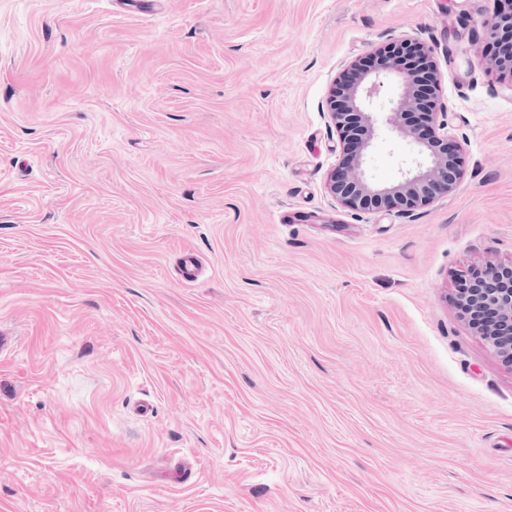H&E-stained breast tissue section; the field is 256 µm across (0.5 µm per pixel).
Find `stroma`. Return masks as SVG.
Listing matches in <instances>:
<instances>
[{
  "label": "stroma",
  "instance_id": "obj_1",
  "mask_svg": "<svg viewBox=\"0 0 512 512\" xmlns=\"http://www.w3.org/2000/svg\"><path fill=\"white\" fill-rule=\"evenodd\" d=\"M491 12L0 0V512H512V364L454 291L512 259ZM416 30L467 171L415 219L358 217L321 105ZM412 156L382 131L367 174Z\"/></svg>",
  "mask_w": 512,
  "mask_h": 512
}]
</instances>
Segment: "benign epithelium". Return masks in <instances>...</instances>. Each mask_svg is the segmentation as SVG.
<instances>
[{
    "label": "benign epithelium",
    "instance_id": "obj_1",
    "mask_svg": "<svg viewBox=\"0 0 512 512\" xmlns=\"http://www.w3.org/2000/svg\"><path fill=\"white\" fill-rule=\"evenodd\" d=\"M495 23L485 29L492 48L478 56L488 73L512 76V0H493ZM418 53L423 71L407 68L404 54ZM437 47L419 35H403L379 46L371 56L379 59L366 70L354 60L331 85L322 110L334 125L343 145V157L328 177L327 189L336 202L357 216L387 210L411 219L416 211L452 195L466 169V157L448 137L442 112V74ZM401 86L392 101L387 124L417 148L419 158L391 186L370 181L365 164L376 135V118L369 101L380 86V75ZM483 283H473L475 269L465 268L455 279L460 312L475 333L501 357L512 362V260L480 269Z\"/></svg>",
    "mask_w": 512,
    "mask_h": 512
}]
</instances>
